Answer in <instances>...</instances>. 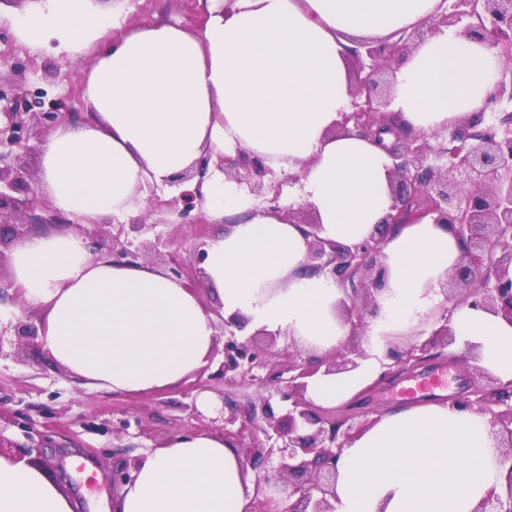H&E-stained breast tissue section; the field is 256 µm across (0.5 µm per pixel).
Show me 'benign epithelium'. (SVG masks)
Listing matches in <instances>:
<instances>
[{
  "label": "benign epithelium",
  "mask_w": 512,
  "mask_h": 512,
  "mask_svg": "<svg viewBox=\"0 0 512 512\" xmlns=\"http://www.w3.org/2000/svg\"><path fill=\"white\" fill-rule=\"evenodd\" d=\"M482 2L485 21L462 28L464 34L487 40L496 47L512 73V0H451L449 8L435 18L437 25L455 27L476 13ZM406 44L362 41L351 51L358 63L371 62L372 72L398 56ZM390 92H377L368 75L354 86L352 111L340 113L339 132L368 135L383 126L393 128V117L385 106ZM0 244L9 228L49 231L73 226L33 187L34 175L21 164H6L18 151L29 149V141L46 130L82 119V113L67 111L58 97L49 101L29 93L20 81H0ZM512 103V80L496 83L489 105ZM398 145L390 149L392 213L374 234L352 245H341L319 237L317 220H304L293 209L288 216L309 228L306 269L330 276L342 287L345 299L340 313L349 325L348 340L331 355L301 356L297 350H274L280 332L255 331L240 340L249 319L235 314L224 320V361L219 376L224 384H251L274 388L285 412L277 414L273 395L260 396L259 406L241 414L230 410L224 418V441L239 449L245 464L255 470L252 512H334L336 462L369 422L356 413L325 415L306 396L307 379L324 371L341 374L359 367L367 358L354 339L364 335L370 321L378 318L377 294L387 278L384 243L388 233L402 224L433 216L446 224L463 242L462 262L442 285L444 301L429 336L417 335L405 345L394 341L379 359L381 372L374 387H385L417 371L422 363L452 345L450 327L453 308L460 304L500 313L512 320V111L498 113L494 121L481 125L474 120L453 127L445 142L434 146L424 134L395 132ZM209 157L176 175L181 185L197 180L173 200L178 223L201 235L204 216L199 206L200 186L208 171ZM224 169H234V178L250 186L257 195L271 196L270 210L279 209L280 184L265 181L271 170L263 160L241 153L235 161L224 159ZM458 408L490 416L491 434L502 449L500 465L506 469L504 490L492 489L476 512H512V381L493 380L487 386L470 385L467 394L454 401ZM265 440H260L257 432Z\"/></svg>",
  "instance_id": "obj_1"
}]
</instances>
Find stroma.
<instances>
[{"mask_svg":"<svg viewBox=\"0 0 512 512\" xmlns=\"http://www.w3.org/2000/svg\"><path fill=\"white\" fill-rule=\"evenodd\" d=\"M133 20L161 16L195 27L200 23L195 0H133ZM84 60L57 55L52 46L38 50L21 44L10 28L0 29V75L24 70L27 87L48 97L69 96L81 111ZM177 187L156 191L147 214L124 220L93 221L94 249L110 247L113 239L139 247L143 261L169 271L170 256L190 263L199 240H211L224 230L208 223L203 235L175 224L167 207ZM0 359V437L14 449L40 452L47 470L78 502L77 512H106L117 494L112 476L164 444L172 436L219 434L222 422L215 410L230 403L244 410L256 401V386L225 385L216 373L224 360V340L216 338L206 366L181 383L152 393L116 394L91 390L67 374L38 343L10 345ZM208 395L211 407L194 411L193 403Z\"/></svg>","mask_w":512,"mask_h":512,"instance_id":"1","label":"stroma"}]
</instances>
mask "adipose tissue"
I'll list each match as a JSON object with an SVG mask.
<instances>
[{
    "label": "adipose tissue",
    "instance_id": "obj_1",
    "mask_svg": "<svg viewBox=\"0 0 512 512\" xmlns=\"http://www.w3.org/2000/svg\"><path fill=\"white\" fill-rule=\"evenodd\" d=\"M200 26L130 20L131 0H33L0 12L33 48L55 41L83 71L84 120L54 128L41 147L39 184L53 206L84 224L143 210L144 191L167 184L202 153L246 152L297 172L291 193L317 214L322 239L353 244L391 211L389 153L353 133L329 130L352 100L347 56L355 40L388 39L443 9L442 0H199ZM502 59L488 42L440 28L416 42L396 74L386 109L425 134L483 111ZM201 208L229 228L212 239L204 284L223 316L284 330L322 354L349 327L343 291L302 275L309 239L287 210L271 212L210 168ZM78 234L26 237L9 275L39 308V341L55 363L93 389L146 393L200 371L215 341L214 315L194 289L148 263L92 259ZM387 282L367 329L359 368L309 379L306 396L332 408L370 384L385 343L411 332L438 306L439 285L462 261L459 241L432 217L400 226L384 245ZM455 347H478L482 366L512 380V322L458 305ZM500 450L485 416L445 403L378 417L344 449L335 512H475L499 486ZM254 477L236 449L212 434L178 435L148 453L115 512H250ZM41 466L0 456V512H74Z\"/></svg>",
    "mask_w": 512,
    "mask_h": 512
}]
</instances>
